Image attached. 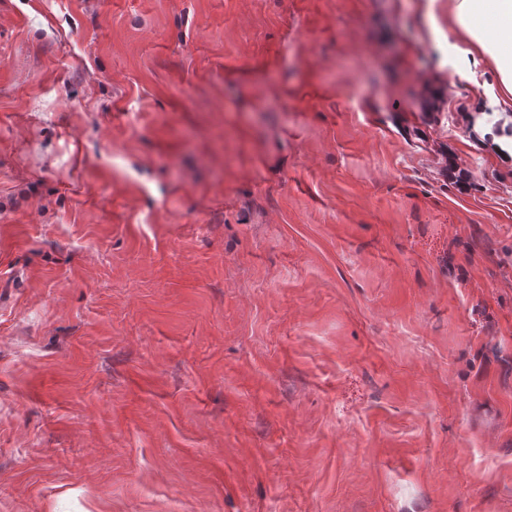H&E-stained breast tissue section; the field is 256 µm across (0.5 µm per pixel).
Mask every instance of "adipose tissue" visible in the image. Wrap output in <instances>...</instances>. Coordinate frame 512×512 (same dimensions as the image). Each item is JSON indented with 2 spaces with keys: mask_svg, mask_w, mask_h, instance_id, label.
<instances>
[{
  "mask_svg": "<svg viewBox=\"0 0 512 512\" xmlns=\"http://www.w3.org/2000/svg\"><path fill=\"white\" fill-rule=\"evenodd\" d=\"M476 18L487 20L489 30L474 27ZM452 21L472 59L490 61L512 95V0H454Z\"/></svg>",
  "mask_w": 512,
  "mask_h": 512,
  "instance_id": "obj_1",
  "label": "adipose tissue"
}]
</instances>
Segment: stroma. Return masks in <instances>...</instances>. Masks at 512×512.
Instances as JSON below:
<instances>
[{"label":"stroma","mask_w":512,"mask_h":512,"mask_svg":"<svg viewBox=\"0 0 512 512\" xmlns=\"http://www.w3.org/2000/svg\"><path fill=\"white\" fill-rule=\"evenodd\" d=\"M452 6L0 0V512H512Z\"/></svg>","instance_id":"stroma-1"}]
</instances>
